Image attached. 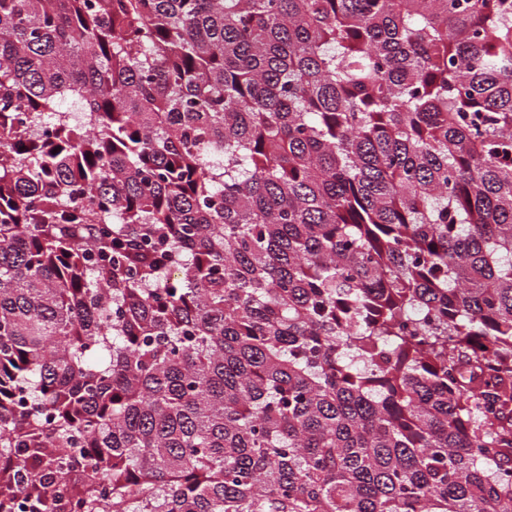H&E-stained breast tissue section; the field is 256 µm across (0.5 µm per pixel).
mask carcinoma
<instances>
[{"mask_svg":"<svg viewBox=\"0 0 512 512\" xmlns=\"http://www.w3.org/2000/svg\"><path fill=\"white\" fill-rule=\"evenodd\" d=\"M18 508L512 512V0H0Z\"/></svg>","mask_w":512,"mask_h":512,"instance_id":"cac0c4a2","label":"carcinoma"}]
</instances>
